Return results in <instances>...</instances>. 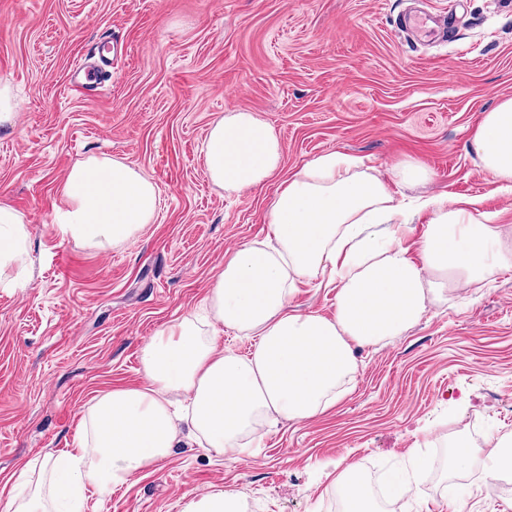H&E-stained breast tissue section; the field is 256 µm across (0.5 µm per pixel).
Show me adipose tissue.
<instances>
[{"instance_id":"adipose-tissue-1","label":"adipose tissue","mask_w":512,"mask_h":512,"mask_svg":"<svg viewBox=\"0 0 512 512\" xmlns=\"http://www.w3.org/2000/svg\"><path fill=\"white\" fill-rule=\"evenodd\" d=\"M473 145L484 170L512 186V97L485 113ZM281 144L254 113L214 122L205 161L228 192L278 169ZM55 223L62 237L100 248L127 241L155 217L158 189L134 163L92 157L74 166ZM430 213L418 258L405 242L417 212ZM275 244L229 253L210 295V323L258 336L247 357L217 348L194 316L146 344L145 381L118 387L94 406L93 436L47 456L35 488L0 491V512H83L88 492L111 496L164 458L180 438L203 437L218 455L257 447L266 426L304 423L348 393L354 345H385L424 314L427 301L475 288L512 270V226L476 198L432 195L415 208L392 203L384 182L333 152L288 178L268 213ZM24 216L0 204V285L25 287L31 262ZM319 278L336 291L333 317L290 306L298 284Z\"/></svg>"}]
</instances>
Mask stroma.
Masks as SVG:
<instances>
[{
    "instance_id": "obj_1",
    "label": "stroma",
    "mask_w": 512,
    "mask_h": 512,
    "mask_svg": "<svg viewBox=\"0 0 512 512\" xmlns=\"http://www.w3.org/2000/svg\"><path fill=\"white\" fill-rule=\"evenodd\" d=\"M416 2L457 13L448 42L398 34ZM105 41L110 72L75 86ZM0 84L20 104L0 126V202L25 217L32 260L26 287H0V486L37 479L100 396L143 383L146 343L207 308L227 250L270 241L279 186L315 157L358 159L394 202L477 197L512 225V193L472 146L485 110L512 96V0H0ZM234 109L255 113L282 152L273 178L229 194L204 150ZM92 156L135 163L160 191L152 224L119 245L54 226L66 175ZM405 164L425 180L405 182ZM354 355L336 408L281 423L257 457L185 440L85 512H184L218 488L242 491L246 512H337L334 480L353 461L374 494L407 484L403 512H512L482 465L455 472L440 456L459 436L475 450L512 437V270Z\"/></svg>"
}]
</instances>
